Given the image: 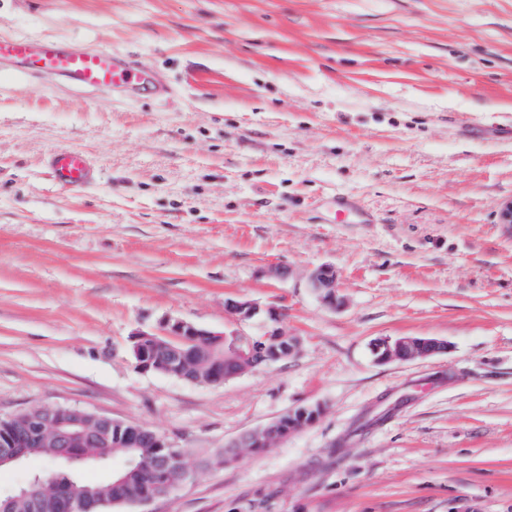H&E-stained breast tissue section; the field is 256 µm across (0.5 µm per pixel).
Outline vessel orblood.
<instances>
[{"instance_id": "1", "label": "vessel or blood", "mask_w": 512, "mask_h": 512, "mask_svg": "<svg viewBox=\"0 0 512 512\" xmlns=\"http://www.w3.org/2000/svg\"><path fill=\"white\" fill-rule=\"evenodd\" d=\"M0 64L99 90L123 85L137 92L153 84L147 73L131 69L120 54L57 40L0 37ZM46 162L56 184L64 189L79 190L98 178L96 164L77 150L54 151Z\"/></svg>"}]
</instances>
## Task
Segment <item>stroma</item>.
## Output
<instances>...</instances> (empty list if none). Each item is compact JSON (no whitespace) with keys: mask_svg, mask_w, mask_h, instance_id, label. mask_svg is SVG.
Masks as SVG:
<instances>
[{"mask_svg":"<svg viewBox=\"0 0 512 512\" xmlns=\"http://www.w3.org/2000/svg\"><path fill=\"white\" fill-rule=\"evenodd\" d=\"M0 34L167 89L0 68V418L79 407L185 449L169 495L110 512H512V0H0ZM60 149L98 181L57 188ZM230 297L297 352L218 386L137 369L131 333L166 317L259 334ZM401 336L450 348L377 361ZM309 286L321 301L336 306L338 297L336 274L330 266H321L309 277ZM225 309L236 323H245L254 319L260 312L256 303L245 299L230 298L225 302ZM295 410L289 411L287 415L280 417L279 419L273 421L272 423L264 426L255 431L248 432L242 435L238 440L230 444L227 448H233L226 454H224V458L226 460V456L237 455L239 451H246L249 453H259L263 451L265 448H269L275 442L266 441L264 438H260L264 436L266 438L279 437L281 436V428H282V420H283V428H284V436L281 439L288 436V424L293 420ZM283 418V419H282ZM260 438V439H258ZM258 439L252 443L251 446L246 448L250 442Z\"/></svg>","mask_w":512,"mask_h":512,"instance_id":"1","label":"stroma"}]
</instances>
